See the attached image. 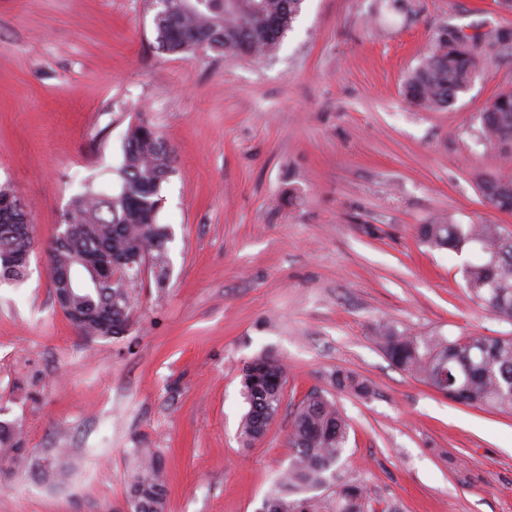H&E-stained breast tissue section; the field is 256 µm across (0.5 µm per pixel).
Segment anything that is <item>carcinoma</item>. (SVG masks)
Segmentation results:
<instances>
[{
  "mask_svg": "<svg viewBox=\"0 0 512 512\" xmlns=\"http://www.w3.org/2000/svg\"><path fill=\"white\" fill-rule=\"evenodd\" d=\"M158 43L168 52L198 55L209 51L256 58L281 43L301 10L303 0H157ZM512 56V27L455 39L439 37L406 78L403 97L414 107L439 111L451 107L469 86L478 59ZM479 138L512 159V91L497 94L482 114ZM174 155L156 127L140 118L128 128L115 191L105 193L83 183L61 215L60 246L48 251L55 271L72 269L93 255L112 266L110 279L93 288L63 277L51 278L59 308L84 336L115 337L130 324L133 292L142 274L166 278L169 227L158 222L164 185L175 172ZM482 197L492 208L512 213V175L480 178ZM18 196L0 184V284H20L27 275L34 245V226ZM420 241L433 249L470 253L464 267L472 300L500 320L512 322V235L499 224H453L434 220L418 228ZM380 344L391 363L422 380L448 399L467 406L512 414V336L470 335L417 337L392 326L379 328ZM262 372L242 370V393L248 405L239 436L251 445L265 434L280 408L283 387L277 380L286 367L276 358H258ZM336 389L366 396L365 380L336 371ZM349 424L335 401L313 389L297 406L288 432L292 455L288 468L263 501L265 512H370L365 485L342 476V456ZM18 455L15 425L0 421V447ZM133 512H165L166 480L160 457L140 459L129 482Z\"/></svg>",
  "mask_w": 512,
  "mask_h": 512,
  "instance_id": "1",
  "label": "carcinoma"
}]
</instances>
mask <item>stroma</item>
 Segmentation results:
<instances>
[{
	"label": "stroma",
	"mask_w": 512,
	"mask_h": 512,
	"mask_svg": "<svg viewBox=\"0 0 512 512\" xmlns=\"http://www.w3.org/2000/svg\"><path fill=\"white\" fill-rule=\"evenodd\" d=\"M153 0H0V184L35 226L29 276L0 286V419L26 457L0 512H131L137 451L160 455L166 512H259L311 389L350 425L342 464L388 512H512V415L455 403L391 364L375 329L512 336L472 302L466 255L422 244L434 217L512 214L476 183L501 169L481 114L512 57L479 62L447 110L406 104L443 29L512 26L497 0H303L262 60L195 59L156 40ZM174 151L160 223L164 287L145 273L123 336L88 338L55 304L43 249L83 182L108 192L131 122ZM287 366L264 437L243 446L242 369ZM339 368L372 395L337 391Z\"/></svg>",
	"instance_id": "35a3bbf8"
}]
</instances>
